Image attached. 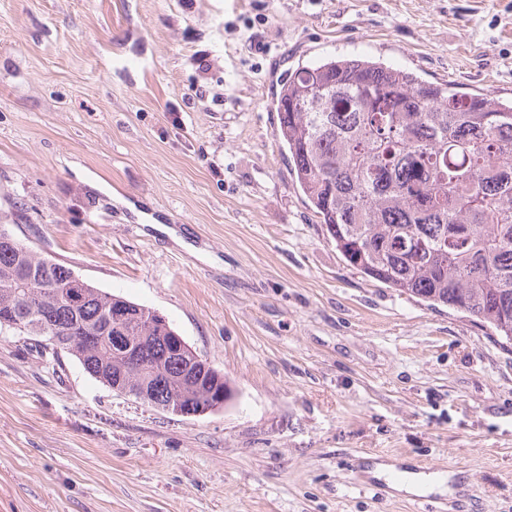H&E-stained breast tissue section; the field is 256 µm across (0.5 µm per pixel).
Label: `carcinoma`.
Masks as SVG:
<instances>
[{
  "mask_svg": "<svg viewBox=\"0 0 512 512\" xmlns=\"http://www.w3.org/2000/svg\"><path fill=\"white\" fill-rule=\"evenodd\" d=\"M276 140L345 260L431 306L463 312L512 344V103L367 57L328 58L282 83ZM142 308L77 280L15 238L0 241V329L43 345L46 332L95 380L112 387L126 353L142 369L129 388L154 399L206 381L233 396L218 370L170 355L175 330L151 317L119 327L108 312ZM86 336L97 340L88 343Z\"/></svg>",
  "mask_w": 512,
  "mask_h": 512,
  "instance_id": "carcinoma-1",
  "label": "carcinoma"
}]
</instances>
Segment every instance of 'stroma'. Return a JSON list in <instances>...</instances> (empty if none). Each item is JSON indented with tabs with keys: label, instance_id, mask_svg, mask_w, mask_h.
I'll return each instance as SVG.
<instances>
[{
	"label": "stroma",
	"instance_id": "stroma-1",
	"mask_svg": "<svg viewBox=\"0 0 512 512\" xmlns=\"http://www.w3.org/2000/svg\"><path fill=\"white\" fill-rule=\"evenodd\" d=\"M351 53L511 101L512 0H0V224L234 390L176 416L0 330V512H512V345L350 266L275 138ZM448 480L449 476L446 478L443 474H439L431 478L428 477L424 482H391L387 480V483L392 489L397 491L417 492L423 490L432 492L438 490L439 492H449L450 489L446 487Z\"/></svg>",
	"mask_w": 512,
	"mask_h": 512
}]
</instances>
